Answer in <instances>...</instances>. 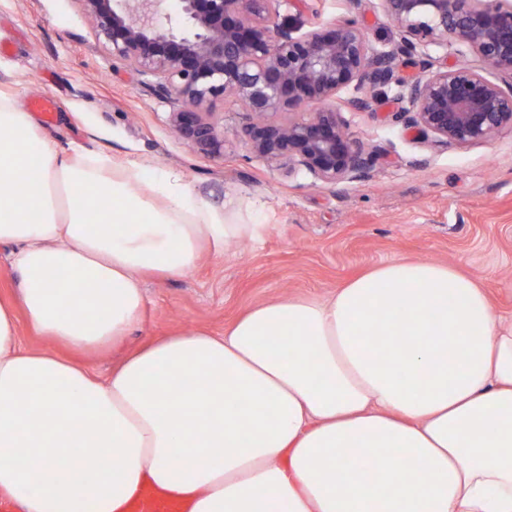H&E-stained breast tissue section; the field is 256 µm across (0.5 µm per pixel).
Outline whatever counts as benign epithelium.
<instances>
[{
    "instance_id": "7a95c632",
    "label": "benign epithelium",
    "mask_w": 512,
    "mask_h": 512,
    "mask_svg": "<svg viewBox=\"0 0 512 512\" xmlns=\"http://www.w3.org/2000/svg\"><path fill=\"white\" fill-rule=\"evenodd\" d=\"M82 2L114 56L182 101L171 124L201 153L224 152L208 109L228 96L252 117L253 154L327 183L361 179L375 163L341 117L369 110L372 90L393 93L394 121L437 145L484 143L512 129V0H379L399 32L380 52L352 19L306 30L275 0ZM453 45L460 59L435 64L431 50ZM415 65L421 74L405 76Z\"/></svg>"
}]
</instances>
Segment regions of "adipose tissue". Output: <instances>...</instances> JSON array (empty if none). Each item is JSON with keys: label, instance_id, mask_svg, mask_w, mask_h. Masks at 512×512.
I'll list each match as a JSON object with an SVG mask.
<instances>
[{"label": "adipose tissue", "instance_id": "ef3b65f1", "mask_svg": "<svg viewBox=\"0 0 512 512\" xmlns=\"http://www.w3.org/2000/svg\"><path fill=\"white\" fill-rule=\"evenodd\" d=\"M264 231L171 178L72 155L0 90V245L19 275L0 298V495L18 512H124L148 483L190 512H512V329L451 266L396 260L324 302H265L104 379L21 342L22 314L69 348L117 343L144 276Z\"/></svg>", "mask_w": 512, "mask_h": 512}]
</instances>
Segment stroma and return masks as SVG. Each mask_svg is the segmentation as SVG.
<instances>
[{"instance_id":"obj_1","label":"stroma","mask_w":512,"mask_h":512,"mask_svg":"<svg viewBox=\"0 0 512 512\" xmlns=\"http://www.w3.org/2000/svg\"><path fill=\"white\" fill-rule=\"evenodd\" d=\"M279 11L305 22L351 18L370 45L387 50L398 32L377 0H282ZM0 89L19 103L53 97L39 130L119 168L179 178L190 193L242 224H262L261 241L204 248L181 277H147L139 328L106 350L82 355L106 376L149 338L204 330L223 335L255 305L305 296L326 299L348 280L393 260L447 264L485 290L512 328V131L470 145L421 142L394 123L392 95L370 111L348 112V130L377 161L368 175L325 183L287 174L255 156L245 140L249 116L234 99L212 110L224 152L192 151L170 115L182 103L148 89L99 40L81 0H0Z\"/></svg>"}]
</instances>
